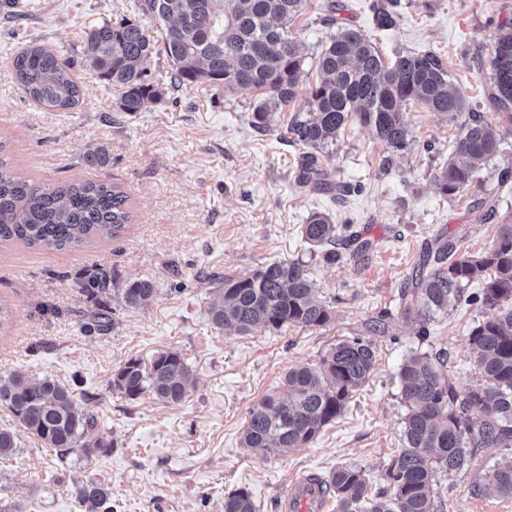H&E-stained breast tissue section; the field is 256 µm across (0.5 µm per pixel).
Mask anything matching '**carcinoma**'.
<instances>
[{"instance_id": "obj_1", "label": "carcinoma", "mask_w": 512, "mask_h": 512, "mask_svg": "<svg viewBox=\"0 0 512 512\" xmlns=\"http://www.w3.org/2000/svg\"><path fill=\"white\" fill-rule=\"evenodd\" d=\"M310 0H142V13L163 22L162 47L172 63L170 83L191 88L207 83L233 93L252 90L258 101L252 125L274 131V116L288 111L301 93L305 57L292 37V23ZM398 0H373L369 9L377 29L397 23ZM155 44L136 22L103 20L87 29L83 55L88 67L117 96L123 112H139L161 92L145 78V63ZM493 99L500 116L512 121V28L499 31L492 44ZM12 66L24 91L46 109H70L80 88L69 65L41 45H27ZM319 78L308 86L309 108L289 122L283 140L304 149L299 184L345 197L354 188L333 178L325 166V149L356 120L374 133L386 149H408L412 137L404 113L424 105L454 118L466 110L465 98L434 52L402 54L391 61L357 28L340 25L322 46L316 61ZM500 144L498 122L483 112L471 113L456 138L452 156L436 175L444 195H456L476 179L477 163L495 155ZM90 167H105L110 158L102 145H89L82 155ZM130 196L114 182L70 181L45 187L19 176L0 159V244L74 250L120 237L131 223ZM306 241L324 262L336 263L337 247L351 246V256L371 244L356 233L344 238L329 215L312 213L302 226ZM474 281L482 288L467 293ZM215 290L211 322L229 333L245 335L262 327L316 329L332 319V307L315 297V283L298 260L274 262L248 275L213 273ZM112 271L97 267L80 284L97 311L87 332L112 325ZM129 308L147 305L155 288L149 280H132L118 289ZM482 314L469 332L478 370L477 384L460 392L444 371L445 352L415 353L400 365L398 379L406 414L403 448L386 469L387 489L370 494L363 472L351 466L332 471L325 484L339 512H439L431 496L436 471L459 472L470 467L478 450L489 445L512 447V221L498 225L492 247L478 254L460 252L439 234L423 252L418 270L401 289L399 309L420 325L461 302ZM374 343L360 336L333 345L314 365L288 369L278 392L263 397L249 412L241 443L266 457L281 448H299L339 418L356 390L375 370ZM193 381L183 353L164 351L145 363L126 361L113 386L125 397L145 393L166 403H180ZM0 408L8 410L27 432L53 449L64 464L78 453L90 458L108 455L114 441L99 428L92 408L76 405L72 391L51 376L27 379L0 377ZM15 434L0 429V459L16 453ZM499 497L512 499V458L485 474ZM82 512H112V489L89 481L76 488ZM224 512H257L244 488L224 498Z\"/></svg>"}]
</instances>
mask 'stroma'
I'll use <instances>...</instances> for the list:
<instances>
[{"instance_id":"obj_1","label":"stroma","mask_w":512,"mask_h":512,"mask_svg":"<svg viewBox=\"0 0 512 512\" xmlns=\"http://www.w3.org/2000/svg\"><path fill=\"white\" fill-rule=\"evenodd\" d=\"M139 0H0V138L8 165L21 176L55 185L74 179L121 183L132 198L134 222L123 236L69 252L0 247V297L10 319L0 326V375H49L74 392L78 406L95 409L115 446L87 460L55 455L7 410L0 428L16 434L12 459L0 460V512H81L76 484L103 481L114 512H223L232 491L247 489L258 512H278L281 491L293 475H328L342 465L360 468L370 492L385 485V469L402 446L398 370L415 353L445 351L446 371L457 390L477 384L469 330L481 315L466 304L439 314L430 335L398 314L400 292L435 235L446 233L460 250L490 248L501 221L512 217V121L501 119L498 153L481 163L474 183L449 197L435 176L454 150L469 112H492L490 44L512 25V0H400V18L388 30L372 23L371 0H336L339 19L365 31L390 59L436 52L458 80L468 109L448 118L425 108L405 114L413 145L388 152L358 121L329 146L337 180L361 185L345 201L314 192L296 180L299 153L278 133L251 125L257 100L207 85L173 88L164 52L154 54L148 77L165 89L141 111H119L111 88L90 72L82 54L86 30L104 19L138 22L153 40L163 24L143 15ZM294 23L305 57L303 81L316 83L315 61L335 28L324 0ZM40 44L72 66L81 94L67 110L43 108L25 93L11 64L22 47ZM109 150L107 167H85L86 145ZM314 212L335 223L351 219L371 239L363 257L342 255L325 263L302 234ZM299 259L334 317L317 329H257L229 335L214 327L207 276L249 274L268 264ZM110 268L117 285L146 279L155 296L147 306L116 305L113 324L85 333L93 301L79 292L97 266ZM392 310L385 333L369 324ZM372 338L377 364L344 414L302 447L261 457L243 448L249 412L275 391L288 368L319 362L331 345L349 337ZM181 351L194 382L178 404L151 394L130 400L112 385L127 360L150 361ZM512 450L489 446L466 472H437L432 496L442 512H512V500L481 483Z\"/></svg>"}]
</instances>
